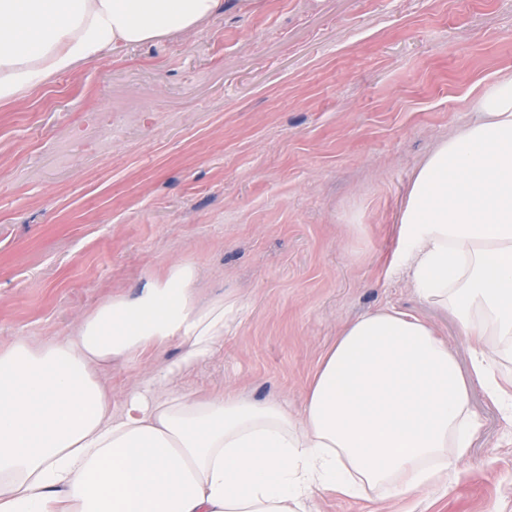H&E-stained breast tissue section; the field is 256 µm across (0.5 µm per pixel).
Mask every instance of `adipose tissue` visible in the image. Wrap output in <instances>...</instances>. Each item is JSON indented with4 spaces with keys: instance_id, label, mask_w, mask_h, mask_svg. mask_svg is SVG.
I'll use <instances>...</instances> for the list:
<instances>
[{
    "instance_id": "adipose-tissue-1",
    "label": "adipose tissue",
    "mask_w": 512,
    "mask_h": 512,
    "mask_svg": "<svg viewBox=\"0 0 512 512\" xmlns=\"http://www.w3.org/2000/svg\"><path fill=\"white\" fill-rule=\"evenodd\" d=\"M224 0H0V104L119 46L191 39ZM411 178L392 264L419 300L475 338L469 368L417 316L348 322L299 415L280 402L169 389L224 345L228 297L195 301L173 261L135 297L113 296L71 336L0 340V512H312L316 490L410 499L447 487L479 427L474 381L512 422V76ZM180 342L121 411L101 369Z\"/></svg>"
}]
</instances>
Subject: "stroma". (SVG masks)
<instances>
[{
  "instance_id": "stroma-1",
  "label": "stroma",
  "mask_w": 512,
  "mask_h": 512,
  "mask_svg": "<svg viewBox=\"0 0 512 512\" xmlns=\"http://www.w3.org/2000/svg\"><path fill=\"white\" fill-rule=\"evenodd\" d=\"M512 74V0H254L191 42L118 47L0 106V340L62 339L172 261L197 299L236 302L224 346L173 389L299 412L343 325L394 306L467 364L471 341L390 259L395 217L436 138ZM172 343L104 370L112 407ZM481 427L447 489L409 502L317 492L314 512H512V426Z\"/></svg>"
}]
</instances>
